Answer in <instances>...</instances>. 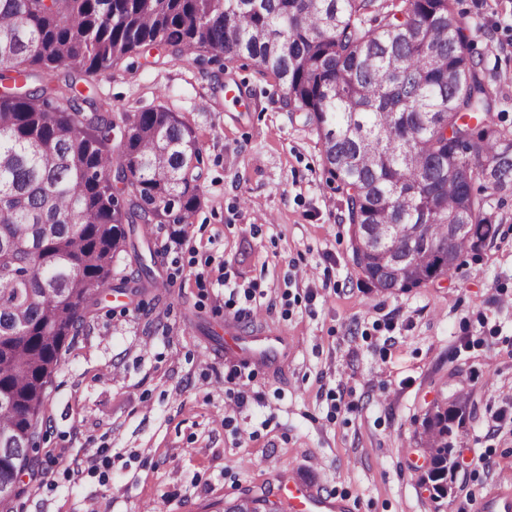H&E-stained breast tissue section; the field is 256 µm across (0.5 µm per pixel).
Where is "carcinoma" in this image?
<instances>
[{"label": "carcinoma", "instance_id": "carcinoma-1", "mask_svg": "<svg viewBox=\"0 0 512 512\" xmlns=\"http://www.w3.org/2000/svg\"><path fill=\"white\" fill-rule=\"evenodd\" d=\"M0 0V502L22 493L66 340L105 290L155 288L162 253L142 224L180 229L201 204V148L159 106L117 115L75 88L158 45L199 64L247 57L314 126L346 196L353 264L377 288L448 276L499 230L493 196L512 190V132L470 50L454 0ZM65 71L69 94L52 76ZM456 177L448 178V169ZM481 182L483 193L473 191ZM467 228L454 235L448 214ZM368 243L364 251L360 244ZM136 275H114L121 255ZM457 399L422 420L448 496L465 421ZM248 494L225 512H260Z\"/></svg>", "mask_w": 512, "mask_h": 512}]
</instances>
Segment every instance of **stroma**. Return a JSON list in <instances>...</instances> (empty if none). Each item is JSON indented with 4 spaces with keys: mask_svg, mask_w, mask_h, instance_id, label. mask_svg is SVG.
<instances>
[{
    "mask_svg": "<svg viewBox=\"0 0 512 512\" xmlns=\"http://www.w3.org/2000/svg\"><path fill=\"white\" fill-rule=\"evenodd\" d=\"M512 129V0H456ZM97 78L111 112L164 106L202 149L188 238L146 226L161 287L106 296L61 351L27 492L0 512H224L250 493L293 512L288 486L354 512H476L512 483V193L498 237L449 277L407 292L351 260L344 194L305 113L247 60L199 65L159 52ZM243 96L228 99L225 84ZM277 334L283 367L245 364L234 336ZM468 396L469 463L435 500L421 426Z\"/></svg>",
    "mask_w": 512,
    "mask_h": 512,
    "instance_id": "1",
    "label": "stroma"
}]
</instances>
